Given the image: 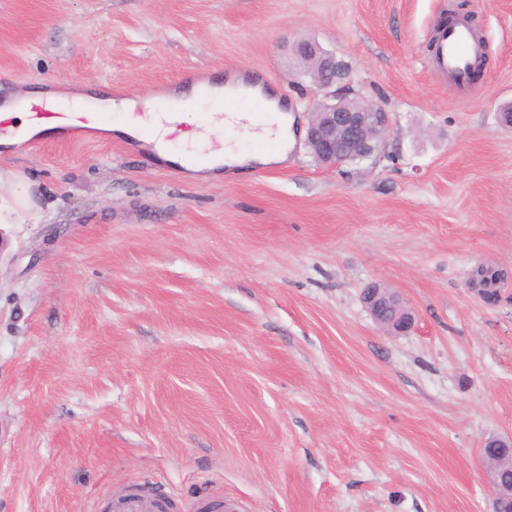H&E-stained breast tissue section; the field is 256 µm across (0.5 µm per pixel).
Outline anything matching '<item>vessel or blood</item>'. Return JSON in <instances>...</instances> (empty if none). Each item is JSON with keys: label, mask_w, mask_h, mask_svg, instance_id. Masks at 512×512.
Segmentation results:
<instances>
[{"label": "vessel or blood", "mask_w": 512, "mask_h": 512, "mask_svg": "<svg viewBox=\"0 0 512 512\" xmlns=\"http://www.w3.org/2000/svg\"><path fill=\"white\" fill-rule=\"evenodd\" d=\"M484 52L483 42L470 25L442 21L433 27L428 63L452 86L462 90L471 83ZM28 114L32 126H51L62 141L91 126L113 121L112 111L78 112L71 103L59 100L29 103ZM108 508L110 512H174L175 501L159 487L125 490L113 495Z\"/></svg>", "instance_id": "1"}]
</instances>
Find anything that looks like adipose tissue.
Masks as SVG:
<instances>
[{
	"mask_svg": "<svg viewBox=\"0 0 512 512\" xmlns=\"http://www.w3.org/2000/svg\"><path fill=\"white\" fill-rule=\"evenodd\" d=\"M172 104L168 112L152 114L149 126L156 142L155 151L159 160L178 163L188 176L207 180L219 177L224 169L248 165H267L286 160V152L276 154L249 153L231 146L215 147L211 141L210 129L200 128L195 112L206 98L199 88L176 86L169 89ZM270 114L254 119L246 114H231L219 118L222 127L244 132L248 137L268 136L281 139L289 137V115L277 102H270ZM182 125L179 142L168 139L175 125ZM38 209L35 197V183L22 173L0 169V227L7 224L25 223Z\"/></svg>",
	"mask_w": 512,
	"mask_h": 512,
	"instance_id": "ef3b65f1",
	"label": "adipose tissue"
}]
</instances>
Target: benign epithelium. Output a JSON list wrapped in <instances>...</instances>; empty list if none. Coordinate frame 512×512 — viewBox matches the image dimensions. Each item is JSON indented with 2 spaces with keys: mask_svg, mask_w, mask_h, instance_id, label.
<instances>
[{
  "mask_svg": "<svg viewBox=\"0 0 512 512\" xmlns=\"http://www.w3.org/2000/svg\"><path fill=\"white\" fill-rule=\"evenodd\" d=\"M293 52L298 57L319 59L313 81L326 95L311 107L306 132V145L314 152L318 163L336 167L371 157L389 132V113L380 107L362 105L342 94L338 84L347 74V65L316 43L299 41ZM363 300L387 333L400 335L413 328L414 312L397 291L376 283L365 290ZM483 447L503 449L494 457L481 453L491 488V512H512V481L501 478L502 472H512V435L490 437Z\"/></svg>",
  "mask_w": 512,
  "mask_h": 512,
  "instance_id": "1",
  "label": "benign epithelium"
}]
</instances>
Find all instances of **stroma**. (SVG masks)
I'll return each mask as SVG.
<instances>
[{
    "label": "stroma",
    "instance_id": "1",
    "mask_svg": "<svg viewBox=\"0 0 512 512\" xmlns=\"http://www.w3.org/2000/svg\"><path fill=\"white\" fill-rule=\"evenodd\" d=\"M487 45L454 92L426 62L457 2ZM350 67L390 116L370 159L194 180L90 130L0 151L36 182L0 227V512H105L161 485L196 512H488L480 448L512 434V0H0V100L251 73L305 125L292 53ZM381 283L415 315L370 316ZM363 300L370 314L387 333L400 335L413 328L415 322L413 310L392 288L376 283L365 290ZM384 311H391L392 314L388 319L383 318Z\"/></svg>",
    "mask_w": 512,
    "mask_h": 512
}]
</instances>
